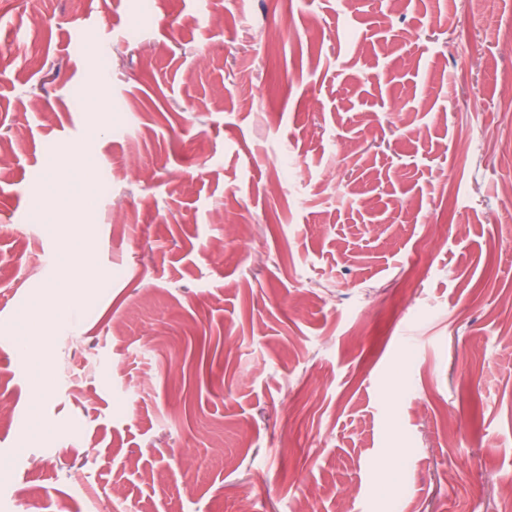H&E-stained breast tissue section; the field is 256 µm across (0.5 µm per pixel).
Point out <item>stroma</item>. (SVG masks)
<instances>
[{"instance_id":"stroma-1","label":"stroma","mask_w":512,"mask_h":512,"mask_svg":"<svg viewBox=\"0 0 512 512\" xmlns=\"http://www.w3.org/2000/svg\"><path fill=\"white\" fill-rule=\"evenodd\" d=\"M511 76L512 0H0V512H501Z\"/></svg>"}]
</instances>
